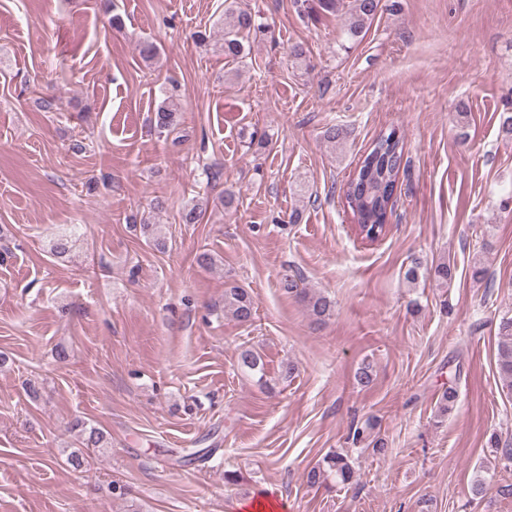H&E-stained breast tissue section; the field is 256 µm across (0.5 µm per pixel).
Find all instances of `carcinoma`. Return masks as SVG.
I'll use <instances>...</instances> for the list:
<instances>
[{
    "instance_id": "obj_1",
    "label": "carcinoma",
    "mask_w": 512,
    "mask_h": 512,
    "mask_svg": "<svg viewBox=\"0 0 512 512\" xmlns=\"http://www.w3.org/2000/svg\"><path fill=\"white\" fill-rule=\"evenodd\" d=\"M306 15L316 20L321 14H340L345 17L341 48L356 44L382 10L381 0H296ZM224 55L237 59L248 54L249 39L265 33L267 26L258 16L241 7L225 9ZM178 86L165 91V98L153 115V125L161 133L170 134L177 129ZM405 155L402 137L380 134L364 152L355 170L345 184L344 200L352 216V230L363 241L374 243L387 232L388 214L395 204L399 175L404 170ZM283 288L297 293L306 302L311 314L318 320L330 315L331 301L319 294L300 291L293 279L285 280ZM254 302L243 288L232 287L224 291V311L239 322L251 320ZM239 366L252 373H264L261 357L251 350L240 353ZM498 369L501 390L512 394V318L501 321L499 326ZM83 445L87 448H106L110 441L100 430L91 427L82 430ZM354 471L347 457L340 453L326 455L321 463L307 473V481L314 486L329 476L342 484L352 481Z\"/></svg>"
}]
</instances>
